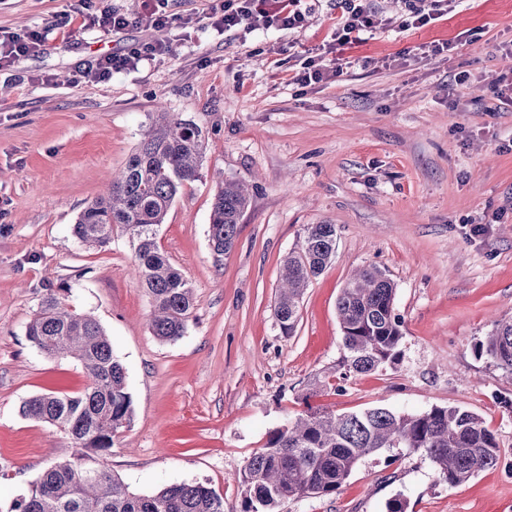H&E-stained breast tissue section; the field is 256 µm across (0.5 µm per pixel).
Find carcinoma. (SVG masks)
<instances>
[{
	"mask_svg": "<svg viewBox=\"0 0 512 512\" xmlns=\"http://www.w3.org/2000/svg\"><path fill=\"white\" fill-rule=\"evenodd\" d=\"M207 147L206 132L194 119L159 113L123 169L110 175L72 228L82 245L99 251L113 234L128 236L136 273L151 301L149 328L163 342L184 336L195 299L192 285L162 249L159 229L182 187L198 178ZM248 205L242 184L225 181L218 187L209 223L216 254L232 251ZM335 253L336 225L309 224L299 247L284 259L274 306L284 334L295 328L305 287ZM336 309L344 346L340 378L371 373L399 357L402 322L395 313V284L386 271L376 266L356 270ZM26 335L46 355L79 362L88 385L75 395L41 394L21 406L22 416L65 434L74 452L46 468L7 512H224V498L204 484H172L137 494L105 466V456L133 419V404L125 369L93 315L49 296L27 324ZM478 351L512 375V317L494 322ZM390 448L424 453L450 486L500 459L494 433L477 414L459 407L419 413L385 407L343 413L310 409L270 432L264 447L247 460V508L279 512L291 499L332 495L363 459Z\"/></svg>",
	"mask_w": 512,
	"mask_h": 512,
	"instance_id": "1",
	"label": "carcinoma"
}]
</instances>
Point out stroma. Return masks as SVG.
<instances>
[{"instance_id":"obj_1","label":"stroma","mask_w":512,"mask_h":512,"mask_svg":"<svg viewBox=\"0 0 512 512\" xmlns=\"http://www.w3.org/2000/svg\"><path fill=\"white\" fill-rule=\"evenodd\" d=\"M141 3L0 0V34L48 31L42 51L0 71V512L73 452L54 426L20 413L33 396L87 383L80 364L27 339L51 295L93 314L126 369L133 420L105 462L132 492L199 482L223 496L224 512H245L246 461L307 406H456L494 432L497 466L451 486L421 453L394 448L361 461L336 494L290 500L281 512H387L396 498L406 512H512V376L476 353L493 321L512 316V109L489 88L512 74V55L496 48L512 39V0H457L447 17L409 31L402 0H372L373 27L349 67L307 87L288 76L333 44L340 0H315L292 30L219 31L210 16L220 0H167L173 23L161 31L89 24ZM160 39L172 49L152 64L81 76L97 57ZM431 42L454 49L422 57ZM162 110L208 134L198 178L160 229L195 291L173 342L148 328L127 236L94 251L72 234ZM225 180L248 184L251 202L234 249L220 256L209 215ZM310 224L335 225L336 255L309 282L286 335L274 315L280 269ZM364 266L385 269L396 286L401 354L303 402L341 363L336 303Z\"/></svg>"}]
</instances>
